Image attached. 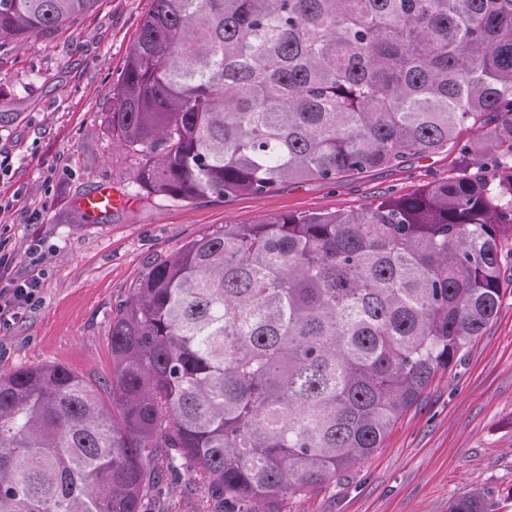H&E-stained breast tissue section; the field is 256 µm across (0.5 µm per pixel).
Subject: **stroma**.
Segmentation results:
<instances>
[{
    "label": "stroma",
    "instance_id": "1",
    "mask_svg": "<svg viewBox=\"0 0 512 512\" xmlns=\"http://www.w3.org/2000/svg\"><path fill=\"white\" fill-rule=\"evenodd\" d=\"M151 0H97L61 29L0 41V276H38L36 302L0 328V372L47 362L97 379L111 366L112 313L153 259L219 224L355 209L409 196L490 163L415 158L334 185L291 182L263 195L156 204L138 195L104 114ZM109 183L126 195L107 221L78 224L76 201ZM512 512V294L483 336L394 425L383 448L284 512H448L472 490Z\"/></svg>",
    "mask_w": 512,
    "mask_h": 512
}]
</instances>
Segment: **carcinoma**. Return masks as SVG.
<instances>
[{
	"label": "carcinoma",
	"mask_w": 512,
	"mask_h": 512,
	"mask_svg": "<svg viewBox=\"0 0 512 512\" xmlns=\"http://www.w3.org/2000/svg\"><path fill=\"white\" fill-rule=\"evenodd\" d=\"M96 2L0 0V40ZM105 116L155 203L448 150L506 173L220 224L156 261L112 313L105 383L54 363L0 373V512H150L156 477L185 473L212 512H283L382 447L496 317L512 0H151Z\"/></svg>",
	"instance_id": "cac0c4a2"
}]
</instances>
